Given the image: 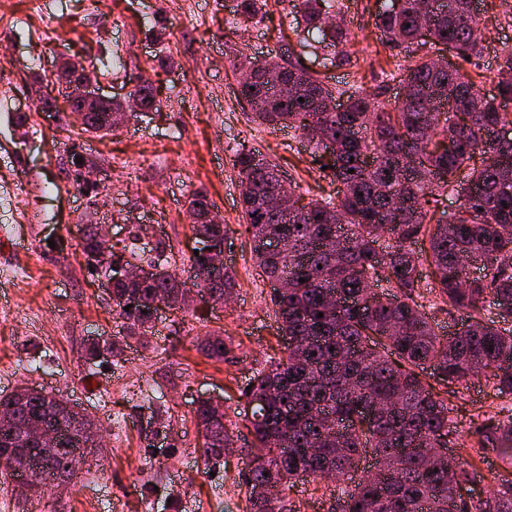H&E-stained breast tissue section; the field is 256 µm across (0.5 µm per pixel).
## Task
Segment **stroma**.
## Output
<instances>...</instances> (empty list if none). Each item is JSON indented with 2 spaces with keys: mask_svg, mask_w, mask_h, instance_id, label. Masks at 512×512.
Segmentation results:
<instances>
[{
  "mask_svg": "<svg viewBox=\"0 0 512 512\" xmlns=\"http://www.w3.org/2000/svg\"><path fill=\"white\" fill-rule=\"evenodd\" d=\"M352 63L336 66L297 28L295 0H268L262 17L235 23L236 0H0V394L21 384L61 395L100 425L105 439L65 488L46 492L43 512H249L250 459L236 450L213 466L200 455L199 400L222 401L231 435L247 430L244 390L260 367L283 356L286 341L268 305L242 220L235 149H259L304 198L335 195L310 147L287 128L252 121L238 95L235 56H292L331 90L360 86L391 101L395 56L374 26L389 0H341ZM486 50L464 65L482 94H497L496 54L512 46V6L481 0ZM80 62L103 100L126 97L136 78L164 101L160 113L126 122L107 136L80 131L55 90L58 62ZM81 152L100 170L96 195L70 167ZM17 189L13 204L5 193ZM207 194L229 228L224 260L235 273L230 303L163 311L151 335L126 339V323L79 247L77 227L105 224L115 257L163 246L176 272L198 245L187 217L194 192ZM221 332L234 358H208L201 343ZM123 341L120 360L87 363L94 339ZM152 400H145L146 390ZM452 425L499 411L491 382L447 387ZM334 482L297 483L295 512H327Z\"/></svg>",
  "mask_w": 512,
  "mask_h": 512,
  "instance_id": "obj_1",
  "label": "stroma"
}]
</instances>
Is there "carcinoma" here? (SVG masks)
<instances>
[{"mask_svg":"<svg viewBox=\"0 0 512 512\" xmlns=\"http://www.w3.org/2000/svg\"><path fill=\"white\" fill-rule=\"evenodd\" d=\"M305 28L317 45L333 49L336 66L351 64L349 33L334 22L328 0H297ZM375 26L391 49L407 50L427 29L431 52L390 73L407 88L405 97L385 103L359 86L344 91L346 104L304 66L289 57L262 62L242 56L234 68L243 74L238 94L252 120L288 127L306 141L338 185L336 195L304 202L288 187V213L274 202L282 182L275 165L255 148L234 152L241 177L242 219L251 233V252L266 278L287 287L273 289L270 302L282 336L292 340L286 357L256 370L245 397H267L251 408L246 476L250 512H291L285 492L299 481L324 480L331 472L345 482L366 449L381 473L338 487L329 512H512V478L491 477L492 495L463 498V487L484 480L474 463L455 453L448 403L422 381L417 369L432 367L444 384L484 376L498 397L512 399V331L497 330L481 315L493 295L499 318L512 319V140L498 129L512 124L497 99L512 101V48L500 56L498 96L481 94L475 80L448 65L445 53L479 58L484 52L474 0H392ZM141 112H159L163 100L152 85L137 90ZM131 108L129 100L104 104L83 117L84 130L107 134V113ZM480 164L473 163L475 155ZM453 195L460 209L443 224H431V203ZM188 208L201 211L192 231L200 244L216 248L227 225L202 192ZM84 254H96L95 224L78 225ZM386 245L376 247L381 237ZM428 239L432 279L423 283L419 254L412 245ZM487 273L467 276L468 260ZM144 263L158 270L150 281L117 277L112 271V303L127 320L129 334H143L154 321L133 310L131 297L143 301L178 298L185 281L155 249ZM206 257L198 254L190 276L203 279L212 295L234 293L235 277L226 267L205 277ZM305 282H299V279ZM386 280L396 295L382 298L374 283ZM465 316L461 330L445 335L418 302L423 292ZM347 305L332 308L328 296ZM323 317H318V314ZM207 357L226 358L232 341L211 336ZM0 469L16 474L22 456L31 463L49 460L66 477L84 458L73 431L91 429L90 416L78 421L54 394L42 389L23 396L0 395ZM205 463L235 445L225 413L206 402L195 410ZM40 418L58 427L64 448L42 447L22 433ZM468 444L476 454L512 459V417L477 413ZM444 448L448 459L436 458Z\"/></svg>","mask_w":512,"mask_h":512,"instance_id":"obj_1","label":"carcinoma"}]
</instances>
